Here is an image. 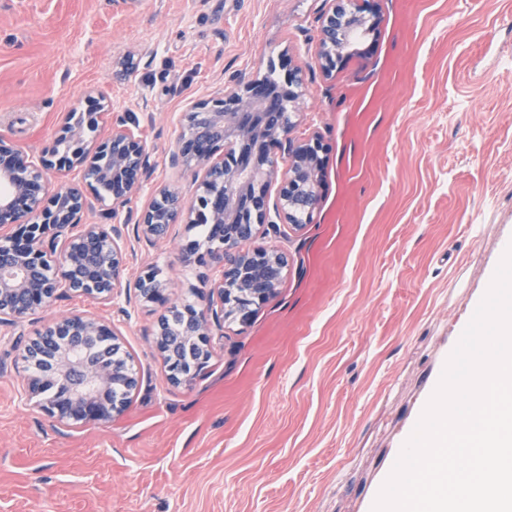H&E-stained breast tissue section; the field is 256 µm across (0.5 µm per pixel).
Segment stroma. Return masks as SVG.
I'll return each mask as SVG.
<instances>
[{
  "label": "stroma",
  "mask_w": 512,
  "mask_h": 512,
  "mask_svg": "<svg viewBox=\"0 0 512 512\" xmlns=\"http://www.w3.org/2000/svg\"><path fill=\"white\" fill-rule=\"evenodd\" d=\"M374 15L326 71L335 4ZM298 72L293 144L319 139V202L250 239L283 254L274 293L225 322L175 385L155 343L167 306L135 282L157 267L200 304L216 267L124 228L119 296L57 298L0 325V512H371L446 360L512 243V0H0V137L55 146L93 89L137 125L151 164L129 207L196 188L169 158L188 106ZM121 334L137 385L111 419L68 427L25 400L23 347L55 315Z\"/></svg>",
  "instance_id": "35a3bbf8"
}]
</instances>
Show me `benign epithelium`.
<instances>
[{
    "instance_id": "1",
    "label": "benign epithelium",
    "mask_w": 512,
    "mask_h": 512,
    "mask_svg": "<svg viewBox=\"0 0 512 512\" xmlns=\"http://www.w3.org/2000/svg\"><path fill=\"white\" fill-rule=\"evenodd\" d=\"M345 23L331 14L322 30L321 57L325 67H336L346 46L336 41V31ZM271 101L264 99L261 80L247 81L221 96L192 104L184 112V130L171 162L204 171L190 206H185L180 189L165 186L136 218L141 234L148 240L162 238L170 225L222 224L228 212L236 209L240 197L250 191L257 194L256 205L243 214V222L266 223L269 211L264 187L276 177L275 163L257 162L250 157L246 170L232 177L216 179L224 172V158L218 151L235 147L237 141L265 138L269 147L288 141L284 127L266 128L263 116ZM84 122L69 123L60 129L59 140L68 150H55L34 158L13 142L0 137V226L15 231L0 236V324L17 325L31 312L46 309L68 290L101 302H112L120 288L126 258L121 232L112 224H86L77 235H67L80 223L90 201L85 190L97 193L104 184L113 185L112 220L130 202L149 169L144 143L124 120L112 125L111 134L98 141L90 137L103 113L109 111L106 96L91 90L85 105L77 108ZM322 145L313 140L292 150L293 164L309 168V191L318 197L323 159ZM81 168L86 188L76 186L51 189L47 173ZM303 185L295 184L288 174L281 190V210L288 213L292 196ZM136 288L143 301L169 303L166 284L150 267L139 277ZM233 297L224 278V267L211 281L208 310L194 308L187 313L192 335L203 350H208L213 328L224 324V300ZM53 334L51 344L42 337L24 347L23 358L32 361L39 355L48 362L47 369L31 374L24 395L38 399L40 407L52 418L71 426L106 421L123 410L112 401V379L116 366L105 361L91 362L75 355L78 344L88 338H102L119 347L118 334L107 322L79 314L62 315L45 330ZM157 346L164 357L167 378L173 384L195 378L203 362L177 363L167 360L161 332H156Z\"/></svg>"
}]
</instances>
